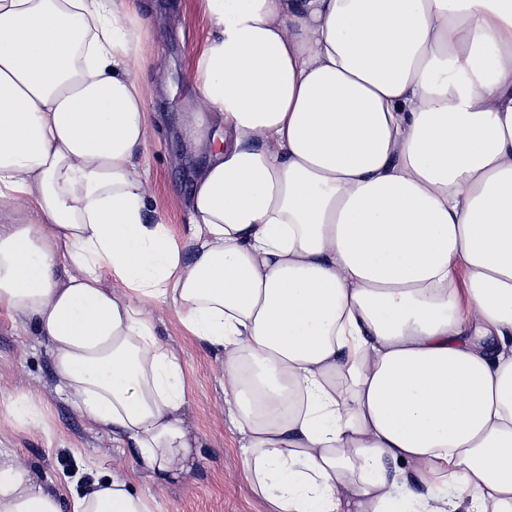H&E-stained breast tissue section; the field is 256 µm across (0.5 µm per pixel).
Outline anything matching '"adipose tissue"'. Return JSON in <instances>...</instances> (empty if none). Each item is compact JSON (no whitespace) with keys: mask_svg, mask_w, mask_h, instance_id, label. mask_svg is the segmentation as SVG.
I'll return each instance as SVG.
<instances>
[{"mask_svg":"<svg viewBox=\"0 0 512 512\" xmlns=\"http://www.w3.org/2000/svg\"><path fill=\"white\" fill-rule=\"evenodd\" d=\"M189 243L149 204L139 0H0V314L128 471L0 512H153L188 472L171 307L272 512H512V0H196Z\"/></svg>","mask_w":512,"mask_h":512,"instance_id":"obj_1","label":"adipose tissue"}]
</instances>
